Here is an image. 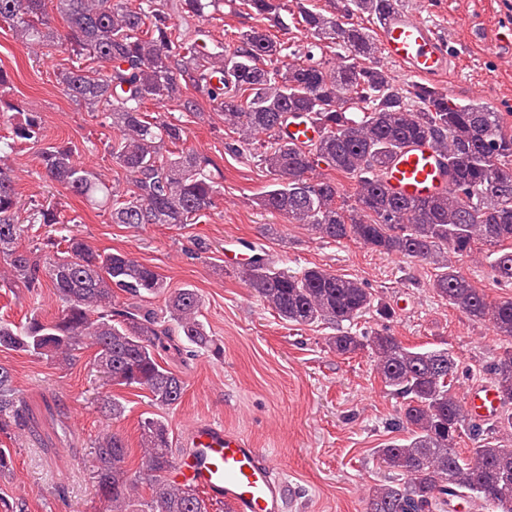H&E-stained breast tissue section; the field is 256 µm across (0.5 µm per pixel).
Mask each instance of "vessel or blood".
I'll list each match as a JSON object with an SVG mask.
<instances>
[{"mask_svg": "<svg viewBox=\"0 0 512 512\" xmlns=\"http://www.w3.org/2000/svg\"><path fill=\"white\" fill-rule=\"evenodd\" d=\"M377 53L409 73L428 81L446 77L453 57L445 37L418 12L397 7L377 26ZM389 181L409 197H428L448 187L433 149L405 150L395 161ZM471 415L479 420L497 416L500 408L493 385L469 388ZM186 454L176 456V481L222 501L227 512H285L287 486L279 466L247 437L209 420L194 424L183 438Z\"/></svg>", "mask_w": 512, "mask_h": 512, "instance_id": "obj_1", "label": "vessel or blood"}]
</instances>
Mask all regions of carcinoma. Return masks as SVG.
Wrapping results in <instances>:
<instances>
[{
  "mask_svg": "<svg viewBox=\"0 0 512 512\" xmlns=\"http://www.w3.org/2000/svg\"><path fill=\"white\" fill-rule=\"evenodd\" d=\"M67 29L52 26L46 0H0V23L33 52L55 50L86 59L91 67L60 71L57 84L71 101L102 114L116 132L111 154L131 180L119 194L96 172L77 164L72 147L55 144L40 152L47 178L110 212L112 223L188 224L214 208L224 173L204 153L185 147L186 132L166 116L144 111L147 103L174 105L199 117L201 94L239 147H252L271 177L258 206L291 224L308 227L334 243L358 242L387 257L436 266L433 292L477 322H489L506 342L487 367L501 411L486 421L472 418L458 395L459 363L446 348L418 349L387 329L364 331L357 320L370 310L389 320L392 311L355 278L314 266L279 269L261 258L242 271L245 285L281 320L328 325L330 350L341 356L368 351L388 394L400 400L393 426L407 438L377 450L394 474L369 488L364 512H446L465 499L474 512H512V297L491 301L452 258L488 247L495 281L512 284V123L484 102H456L432 84L402 88L375 61L369 29L353 23L366 14L377 20L399 0H343L340 14H325L296 0L298 19L314 41L292 46L270 32L285 27L282 0H243L270 27L235 32L233 46L202 26L222 12L224 0H53ZM334 57L324 56L325 44ZM10 72L0 67V119L9 138L36 144L44 138L40 113L9 99ZM305 117L318 139L304 145L288 137L290 118ZM265 139H259V136ZM428 144L450 178L448 190L428 198L407 197L389 185L393 162L414 143ZM354 182L352 200L341 196L338 178ZM21 199L13 170L0 162V263L10 283L39 288L48 280L61 302L56 317L37 314L16 325L0 321V348L69 362L94 350V364L112 387H138L154 405L179 404L185 382L160 362L180 345L210 351L214 341L200 320L198 289H172L154 267L130 253L100 252L82 238L49 237L22 249L30 224L69 223L50 203L30 204L20 219ZM162 295L165 308L144 305ZM25 426L10 372L0 366V431ZM472 443L468 454L458 439ZM137 478L127 469L128 445L117 432L98 442L97 493L110 512H130L138 483L152 490L136 512H213L201 492L170 483L173 460L168 425L141 422Z\"/></svg>",
  "mask_w": 512,
  "mask_h": 512,
  "instance_id": "carcinoma-1",
  "label": "carcinoma"
}]
</instances>
